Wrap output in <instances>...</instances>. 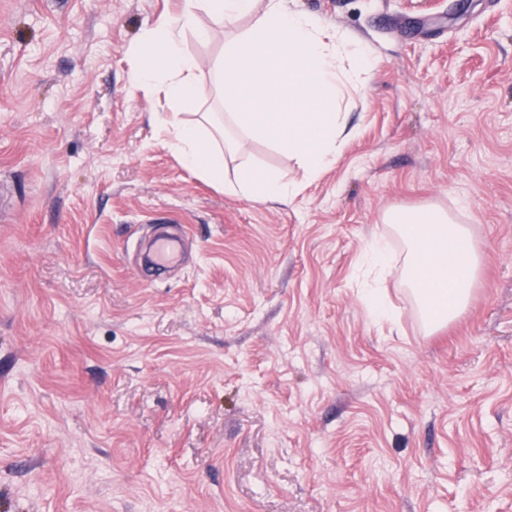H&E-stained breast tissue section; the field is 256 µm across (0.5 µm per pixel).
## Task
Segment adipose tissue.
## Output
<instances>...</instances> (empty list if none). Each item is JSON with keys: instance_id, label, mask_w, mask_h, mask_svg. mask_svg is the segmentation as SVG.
Here are the masks:
<instances>
[{"instance_id": "1", "label": "adipose tissue", "mask_w": 512, "mask_h": 512, "mask_svg": "<svg viewBox=\"0 0 512 512\" xmlns=\"http://www.w3.org/2000/svg\"><path fill=\"white\" fill-rule=\"evenodd\" d=\"M202 12L225 25L251 16L249 27L225 44L223 56L211 69L235 107L234 123L287 150L297 158L306 181H315L335 163L348 137L336 103L360 77L369 75L373 62L366 50L347 33L325 28L288 0H267L259 14L254 0H184L177 20L160 21L135 44L142 59L132 75L135 84L162 87L178 105L191 101L202 65L185 50L183 37L196 29ZM262 79L287 86V111H280L274 97L254 93V84ZM160 126L167 146L184 166L225 192L255 200H286L302 189L278 173L260 174L245 166L235 180H225L223 150L210 146L198 127L175 117L162 119ZM385 221L406 247L402 285L413 292L429 328L444 327L468 304L476 277L477 254L467 228L440 209L398 210L388 213ZM364 256L370 278L363 284L361 300L382 319L387 309L378 285L388 273L391 252L387 243L374 239L367 243Z\"/></svg>"}]
</instances>
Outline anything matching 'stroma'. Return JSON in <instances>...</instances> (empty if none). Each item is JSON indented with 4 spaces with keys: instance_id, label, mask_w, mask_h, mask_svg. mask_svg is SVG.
<instances>
[{
    "instance_id": "stroma-1",
    "label": "stroma",
    "mask_w": 512,
    "mask_h": 512,
    "mask_svg": "<svg viewBox=\"0 0 512 512\" xmlns=\"http://www.w3.org/2000/svg\"><path fill=\"white\" fill-rule=\"evenodd\" d=\"M373 61L353 132L305 182L241 135L286 203L201 180L165 146L131 51L182 0H0V512H512V0H294ZM187 34L201 60L234 27ZM200 74L184 120L227 113ZM435 206L480 254L427 333L358 298L386 212ZM183 237L168 278L141 243Z\"/></svg>"
}]
</instances>
